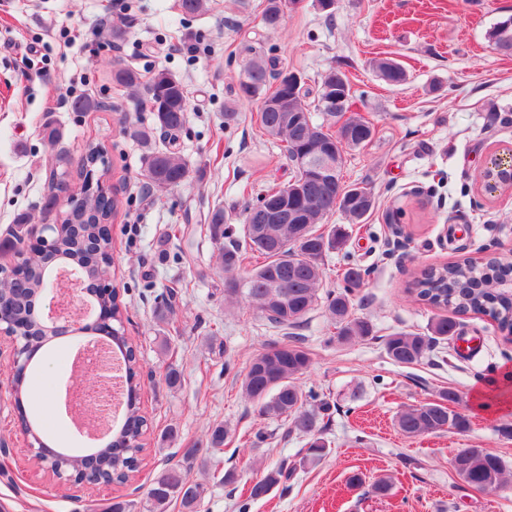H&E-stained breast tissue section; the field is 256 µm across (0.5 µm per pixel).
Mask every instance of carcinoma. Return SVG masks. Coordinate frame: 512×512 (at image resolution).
Instances as JSON below:
<instances>
[{
    "mask_svg": "<svg viewBox=\"0 0 512 512\" xmlns=\"http://www.w3.org/2000/svg\"><path fill=\"white\" fill-rule=\"evenodd\" d=\"M281 0H268L263 13V23L276 29L285 20L280 11ZM489 41L500 53L512 55V17L497 22L488 34ZM374 67L384 81L393 86L406 82L404 68L392 59H379ZM282 72L275 70V61L255 56L244 66L238 80L237 96L241 100L261 101L258 113L260 128L270 137L284 142L289 160L300 155L331 153L337 157L336 175L324 180H314L307 173L294 170L293 180L301 185L297 196H288V212L297 215L305 226L304 233L296 234L292 224H269L264 233L257 234L252 224V214L262 211L282 190L271 191L248 207L243 214V241L231 242L219 248L221 268L224 271L225 295L246 299L250 305L275 327L294 328L301 325L320 299L323 286V258L329 250L344 243L341 228L327 231L317 225L333 213L340 211L351 224H362L375 206V197L367 186L347 185L341 175L345 149L369 143L374 134L373 125L361 116L350 114L352 87L344 73L332 69L324 76L314 106L306 102L307 93L300 84L289 85L279 81ZM112 80L126 88L140 85L139 74L131 67L113 63ZM336 87L343 98L338 105L324 102L325 89ZM150 109L156 128L175 140L186 121L189 99L184 85L164 70L154 73L147 88ZM288 99V112L276 107L281 99ZM336 125V130L324 129V124L313 120L312 111ZM297 115L301 122L293 127L285 121L286 114ZM145 177L154 187L171 189L179 186L188 176L182 157L169 147L154 150L143 157ZM79 196L84 203L66 210L54 227L56 262H66L78 268L85 288L94 292L93 285L112 268V238L104 235L102 225L110 224L118 214L119 201L104 194L98 184L83 181ZM29 216L21 214L16 219L10 238L0 242V252L15 250L24 242V224ZM224 211L218 209L210 215V230L215 242L226 234ZM263 258L259 265L247 268L248 254ZM492 262L484 269L472 262H458L442 267L429 268L421 273L407 288L418 300L434 307H453L459 312L490 315L499 325L512 331V290L501 286L505 277L494 271ZM53 266L33 256L19 273L0 279V299L6 301L10 323L28 330L46 344L54 334L42 327L33 313V304L41 289L50 285L61 290L65 283L53 282L49 273ZM288 284L287 292L277 309H267L273 281ZM361 270L350 267L344 273L343 290L328 294L327 311L334 322L336 336L341 341L364 338L371 334V324L353 316V294L362 286ZM101 309L112 313V320H122V308L117 291L100 297ZM456 323L446 317L433 322L431 335L412 332H395L386 337L384 345L389 359L396 364L412 365L421 362L432 351L439 339L454 333ZM112 345L127 359L128 385L133 395L125 403L121 425L112 432V446L102 445L88 454L67 455L68 470L72 475L83 476L91 469L101 475H110L124 483L139 470L138 453L143 448L142 436L147 429L139 398L135 396L140 383L137 379L138 359L134 356L130 339L124 331L112 327ZM311 366L310 353L298 343L286 340L263 349L250 361L242 381L245 396L256 404L258 414L267 418H284L291 421L292 429L311 437L309 448L299 465L320 461L327 455L326 444L319 437L321 418L330 409V403L311 404L304 398L295 380ZM454 390H442L436 400L402 411L398 415L400 430L409 437L449 430L464 431L470 425L468 414L451 408L458 402ZM25 432L31 441L42 448L47 429L43 420L22 416ZM229 430L216 426L208 434L206 443L183 449V459L188 462L207 463L213 451L224 447ZM458 477L469 486L485 491L490 485L498 489L508 483L509 467L501 456L493 452H472L465 448L453 462ZM296 466L282 461L268 467L253 479L249 498L267 496L277 485L290 479ZM203 484L190 481L180 463H167L152 479L143 496L145 512H167L172 502L179 503L182 512H199L205 497Z\"/></svg>",
    "mask_w": 512,
    "mask_h": 512,
    "instance_id": "carcinoma-1",
    "label": "carcinoma"
}]
</instances>
